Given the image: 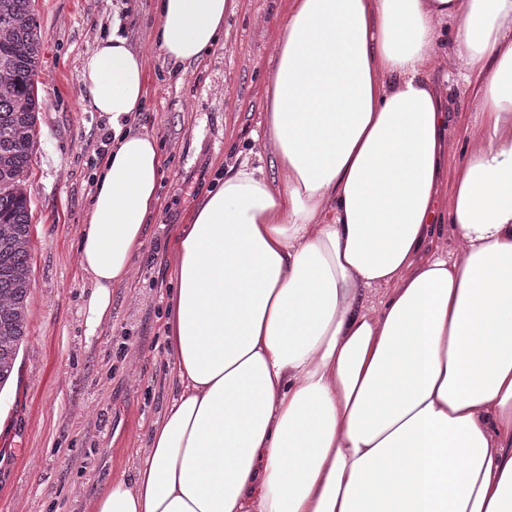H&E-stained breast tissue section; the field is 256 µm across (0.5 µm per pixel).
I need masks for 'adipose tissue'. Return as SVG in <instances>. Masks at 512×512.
<instances>
[{
    "mask_svg": "<svg viewBox=\"0 0 512 512\" xmlns=\"http://www.w3.org/2000/svg\"><path fill=\"white\" fill-rule=\"evenodd\" d=\"M154 7L162 55L190 67L231 0ZM448 19L482 135L444 199L427 71ZM81 76L112 133L79 234L93 336L145 245L162 154L132 127L146 68L124 36ZM265 138L282 179L229 168L177 232L175 397L86 512H512V0H291ZM447 224L459 258L424 255Z\"/></svg>",
    "mask_w": 512,
    "mask_h": 512,
    "instance_id": "1",
    "label": "adipose tissue"
}]
</instances>
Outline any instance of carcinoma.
<instances>
[{
	"label": "carcinoma",
	"instance_id": "obj_1",
	"mask_svg": "<svg viewBox=\"0 0 512 512\" xmlns=\"http://www.w3.org/2000/svg\"><path fill=\"white\" fill-rule=\"evenodd\" d=\"M32 0H0V386L26 333L31 210L23 174L37 139L35 76L44 34Z\"/></svg>",
	"mask_w": 512,
	"mask_h": 512
}]
</instances>
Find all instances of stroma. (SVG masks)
<instances>
[{
	"label": "stroma",
	"mask_w": 512,
	"mask_h": 512,
	"mask_svg": "<svg viewBox=\"0 0 512 512\" xmlns=\"http://www.w3.org/2000/svg\"><path fill=\"white\" fill-rule=\"evenodd\" d=\"M152 3L33 0L45 41L36 76L38 136L25 175L32 288L13 383L0 394V512H84L104 480L133 473L137 449L177 386L164 339L174 231L191 223L216 171L238 153L261 151L266 175L280 176L256 138L289 0H234L221 42L200 64L177 69L155 43ZM117 21L146 62L138 124L159 140L166 163L144 248L112 291V322L89 337L78 235L107 124L90 106L81 66ZM455 27V20L444 23L429 71L450 106L446 195L466 146L481 134L474 86L451 66Z\"/></svg>",
	"instance_id": "1"
}]
</instances>
